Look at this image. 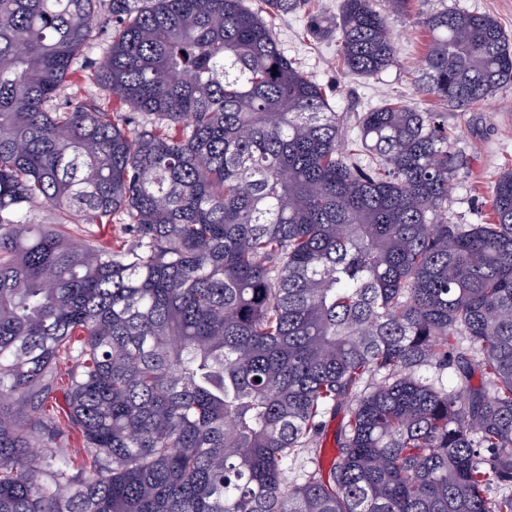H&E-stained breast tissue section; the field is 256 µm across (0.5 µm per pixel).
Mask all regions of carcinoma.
<instances>
[{"label": "carcinoma", "instance_id": "carcinoma-1", "mask_svg": "<svg viewBox=\"0 0 512 512\" xmlns=\"http://www.w3.org/2000/svg\"><path fill=\"white\" fill-rule=\"evenodd\" d=\"M98 2L0 0V512H512V170L490 222L448 223V113L359 114L361 163L245 0H109L95 68L128 111L62 101ZM388 7L308 29L371 77L412 0ZM422 24L420 92L512 82L491 16ZM63 229L68 232L77 242L82 243L85 240L104 238L113 243L123 241L121 224H64Z\"/></svg>", "mask_w": 512, "mask_h": 512}]
</instances>
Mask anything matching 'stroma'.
I'll return each instance as SVG.
<instances>
[{
    "label": "stroma",
    "instance_id": "obj_1",
    "mask_svg": "<svg viewBox=\"0 0 512 512\" xmlns=\"http://www.w3.org/2000/svg\"><path fill=\"white\" fill-rule=\"evenodd\" d=\"M340 3L313 0L311 12L332 18ZM447 8L489 15L512 34V0H418L411 14L393 22V64L375 76L361 77L344 70L336 37L318 39L309 33L307 15L311 12L275 16L271 23L285 54L307 75L331 88L333 107L343 117V137L351 142L357 137L356 115L385 103L398 100L419 109H443L434 97L417 90L414 77L427 41L420 20ZM447 112L453 148L470 162L468 173L452 184L448 221L487 223L492 186L502 171L512 169V84L501 88L482 106Z\"/></svg>",
    "mask_w": 512,
    "mask_h": 512
}]
</instances>
